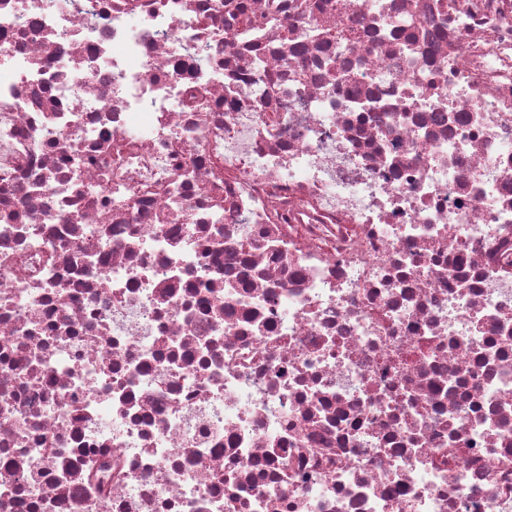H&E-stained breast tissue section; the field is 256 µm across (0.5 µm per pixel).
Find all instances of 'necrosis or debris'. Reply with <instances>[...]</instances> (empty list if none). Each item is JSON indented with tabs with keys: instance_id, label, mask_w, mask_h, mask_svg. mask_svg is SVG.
Returning <instances> with one entry per match:
<instances>
[{
	"instance_id": "necrosis-or-debris-1",
	"label": "necrosis or debris",
	"mask_w": 512,
	"mask_h": 512,
	"mask_svg": "<svg viewBox=\"0 0 512 512\" xmlns=\"http://www.w3.org/2000/svg\"><path fill=\"white\" fill-rule=\"evenodd\" d=\"M0 512H512V0H0Z\"/></svg>"
}]
</instances>
